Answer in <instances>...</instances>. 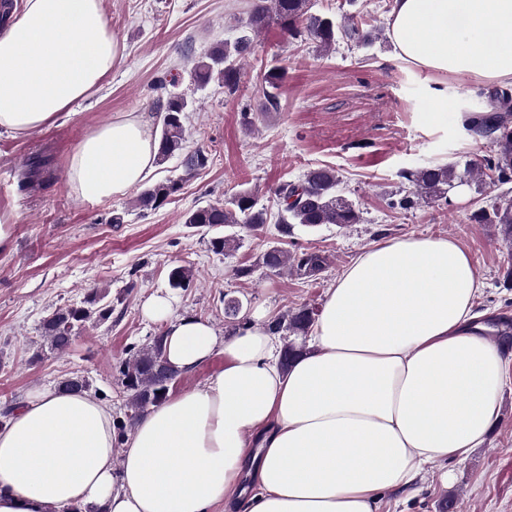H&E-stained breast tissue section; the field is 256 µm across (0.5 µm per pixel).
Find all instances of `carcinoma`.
<instances>
[{"label": "carcinoma", "instance_id": "cac0c4a2", "mask_svg": "<svg viewBox=\"0 0 512 512\" xmlns=\"http://www.w3.org/2000/svg\"><path fill=\"white\" fill-rule=\"evenodd\" d=\"M277 20L283 32L294 38L304 35L319 47L329 50L341 39L356 40L362 44L372 42L369 31L359 29L353 18L339 22L332 13L312 11L310 0H254L241 35L233 41H224L210 47L195 62L193 72L196 82L206 86L212 81L236 88L244 60L250 53L252 35ZM287 68L279 63L268 67L263 74L264 96L271 108L278 104L277 91L286 78ZM491 107L471 121L469 126L478 136L491 139V155L469 159L464 163L442 164L433 160L421 166L402 171L401 178L410 184L409 192L391 207L408 209L421 201L446 200L448 193L461 185L491 175L500 185L512 182V88H496L490 92ZM161 113V133L156 161L162 163L177 154H183L186 144L185 113L190 111L188 100L171 95L156 106ZM209 157L205 150L184 154V176L166 179L147 186L136 197V205L142 210L160 207L177 193L184 179L206 168ZM341 179L330 168L310 170L297 182H287L274 190L278 200L277 224L282 234H288L295 224L313 228L322 224L345 227L362 220L360 210L339 189ZM474 220L480 224H492L501 238L512 243V196L505 192L498 195L487 208L478 209ZM184 223L196 227L217 229L231 224H246L260 228L268 223V211L260 205L259 197L249 189H242L222 203L208 204L186 213ZM261 267L269 272H279L288 267L294 276L305 279L319 273L325 266V257L317 250L290 253L272 247L261 257ZM192 271L180 266L169 274V286L173 289L190 287ZM107 290H95L82 306L55 310L42 324V337L46 348L58 355L65 353L79 331L107 321L112 315V304L106 301ZM315 322L312 309L303 306L288 313L270 325V330L286 332L282 364L288 365L305 346L296 337L307 333ZM164 335L153 338L146 347L138 350L117 368L118 380L126 393L127 421H117L118 429L134 422L153 406L164 402L171 384L179 376L169 364L163 345Z\"/></svg>", "mask_w": 512, "mask_h": 512}]
</instances>
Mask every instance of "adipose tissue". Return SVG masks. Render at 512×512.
Wrapping results in <instances>:
<instances>
[{
	"instance_id": "1",
	"label": "adipose tissue",
	"mask_w": 512,
	"mask_h": 512,
	"mask_svg": "<svg viewBox=\"0 0 512 512\" xmlns=\"http://www.w3.org/2000/svg\"><path fill=\"white\" fill-rule=\"evenodd\" d=\"M389 34L423 72L512 83V0H391ZM123 56L103 0H23L0 24V130L53 124L95 93ZM149 119L128 112L68 154L67 184L100 203L152 173ZM485 287L453 238L374 244L325 295L290 367L273 333L230 335L192 315L167 319L170 364L202 387L152 408L125 440L88 391L41 386L0 422V512H379L414 493L428 464L483 446L512 360L493 346L476 302ZM123 453H116V445Z\"/></svg>"
}]
</instances>
